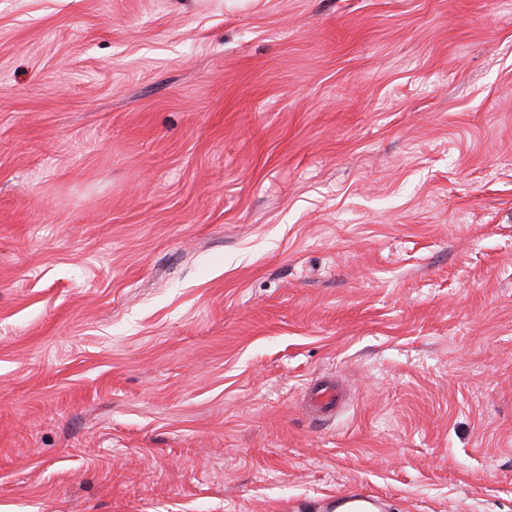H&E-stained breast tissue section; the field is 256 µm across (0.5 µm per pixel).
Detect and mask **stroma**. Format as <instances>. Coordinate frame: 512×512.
Masks as SVG:
<instances>
[{
    "label": "stroma",
    "mask_w": 512,
    "mask_h": 512,
    "mask_svg": "<svg viewBox=\"0 0 512 512\" xmlns=\"http://www.w3.org/2000/svg\"><path fill=\"white\" fill-rule=\"evenodd\" d=\"M354 486L512 512V0H0V512ZM309 405L317 419L333 416L344 403L342 388L332 380L317 381L307 389Z\"/></svg>",
    "instance_id": "35a3bbf8"
}]
</instances>
